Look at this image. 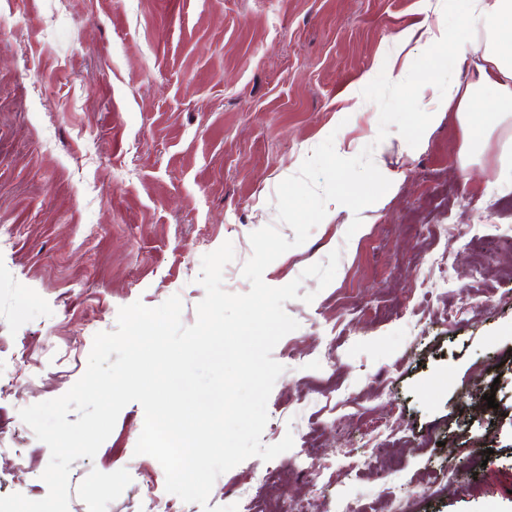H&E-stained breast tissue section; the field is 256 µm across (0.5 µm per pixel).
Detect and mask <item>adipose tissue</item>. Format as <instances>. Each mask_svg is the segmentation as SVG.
<instances>
[{
    "label": "adipose tissue",
    "instance_id": "1",
    "mask_svg": "<svg viewBox=\"0 0 512 512\" xmlns=\"http://www.w3.org/2000/svg\"><path fill=\"white\" fill-rule=\"evenodd\" d=\"M474 29L484 30V41L474 43L482 65L477 66L472 82L463 85L450 82L442 93L445 106L454 108L467 123L470 145H481L486 134L482 126L472 123L470 105L474 96L495 90L501 114L512 113V0H463Z\"/></svg>",
    "mask_w": 512,
    "mask_h": 512
}]
</instances>
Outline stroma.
<instances>
[{"mask_svg":"<svg viewBox=\"0 0 512 512\" xmlns=\"http://www.w3.org/2000/svg\"><path fill=\"white\" fill-rule=\"evenodd\" d=\"M446 25L477 37L455 0H0V496L48 493L50 451L20 409L65 394L121 307L179 296L192 325L201 258L232 242L226 291L250 284V234L277 223L275 190L326 138L394 181L356 215L327 206L308 240L265 270L312 303L272 356L271 461L217 478L239 503L273 471L258 512H512V191L497 173L512 118L494 93L465 143L455 112L418 147L377 141L362 89L407 75ZM341 257L326 288L302 271ZM496 405L488 407L487 393ZM132 402L94 458L72 462L68 512H202L135 455ZM323 448L318 487L299 449ZM476 475L432 489L447 459Z\"/></svg>","mask_w":512,"mask_h":512,"instance_id":"35a3bbf8","label":"stroma"}]
</instances>
